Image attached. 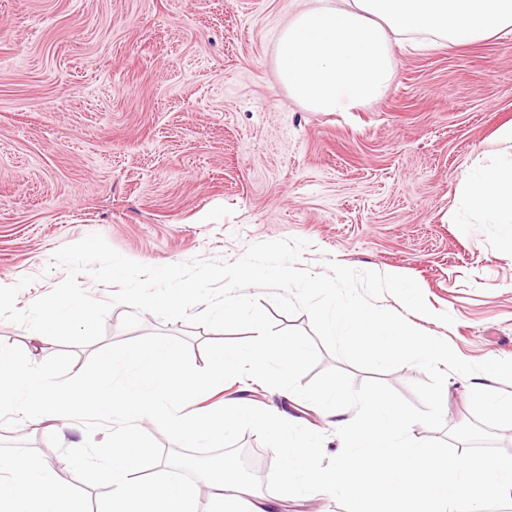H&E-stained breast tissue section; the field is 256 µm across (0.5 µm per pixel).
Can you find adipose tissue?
<instances>
[{
  "label": "adipose tissue",
  "instance_id": "ef3b65f1",
  "mask_svg": "<svg viewBox=\"0 0 512 512\" xmlns=\"http://www.w3.org/2000/svg\"><path fill=\"white\" fill-rule=\"evenodd\" d=\"M512 34V0H334L294 13L278 37L277 74L289 96L313 112H351L385 98L393 78L392 40L464 49ZM459 192L480 223L501 227L512 254V159L476 155ZM10 486L0 512H81L33 457L0 459ZM213 512H258L243 481L206 474Z\"/></svg>",
  "mask_w": 512,
  "mask_h": 512
}]
</instances>
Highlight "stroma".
Segmentation results:
<instances>
[{"instance_id":"1","label":"stroma","mask_w":512,"mask_h":512,"mask_svg":"<svg viewBox=\"0 0 512 512\" xmlns=\"http://www.w3.org/2000/svg\"><path fill=\"white\" fill-rule=\"evenodd\" d=\"M321 0H0V286L30 283L19 308L60 284V247L98 233L150 266L200 257L234 261L250 244L301 238L302 265L326 260L401 274L420 286L432 316L416 328L469 362L512 359V255L500 230L463 223L458 184L476 154L512 146V35L458 51L395 47L394 81L380 102L353 112H310L276 70L277 34ZM105 321L103 344L148 333L185 338L204 367L220 332L143 315ZM449 313L454 322L435 320ZM0 343L36 364L60 346L0 320ZM472 379L446 380V428L472 418ZM233 401L269 410L342 446V416L295 394L236 378L194 399L207 412ZM68 447L85 430L69 420L0 426V455L36 456L69 485L85 512L99 489L76 480L48 442ZM262 512H344L329 494L251 492Z\"/></svg>"}]
</instances>
